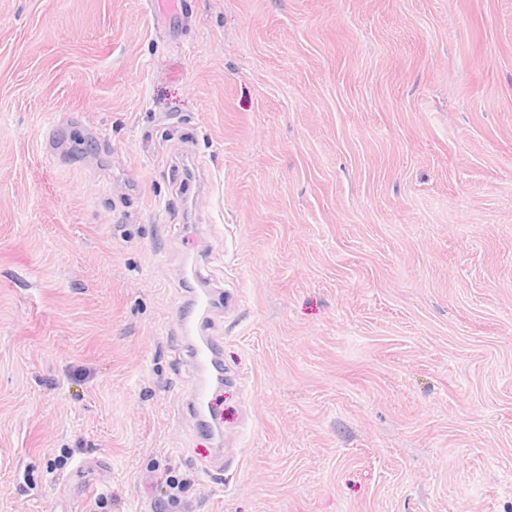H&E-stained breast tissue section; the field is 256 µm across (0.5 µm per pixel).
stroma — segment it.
Returning <instances> with one entry per match:
<instances>
[{"mask_svg": "<svg viewBox=\"0 0 512 512\" xmlns=\"http://www.w3.org/2000/svg\"><path fill=\"white\" fill-rule=\"evenodd\" d=\"M149 2L0 0V512H512V0ZM203 283L200 281V288L195 289L187 302L175 313L176 320L186 336L192 335L197 322L209 320L215 307L212 292L209 288H205ZM223 341L213 337H202L188 350V356L197 371L199 379L192 393L193 410L199 425L215 434L217 421L209 411V391L214 383L224 382V368L220 360Z\"/></svg>", "mask_w": 512, "mask_h": 512, "instance_id": "obj_1", "label": "stroma"}]
</instances>
